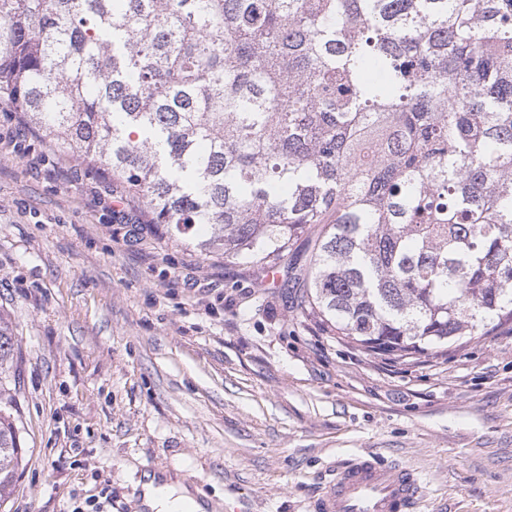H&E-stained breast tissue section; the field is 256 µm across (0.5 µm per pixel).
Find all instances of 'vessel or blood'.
I'll list each match as a JSON object with an SVG mask.
<instances>
[{
  "label": "vessel or blood",
  "mask_w": 512,
  "mask_h": 512,
  "mask_svg": "<svg viewBox=\"0 0 512 512\" xmlns=\"http://www.w3.org/2000/svg\"><path fill=\"white\" fill-rule=\"evenodd\" d=\"M418 478L407 467L361 454L337 470L315 512H412Z\"/></svg>",
  "instance_id": "b4317fda"
}]
</instances>
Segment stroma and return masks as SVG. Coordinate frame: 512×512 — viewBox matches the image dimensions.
Here are the masks:
<instances>
[{
	"instance_id": "1",
	"label": "stroma",
	"mask_w": 512,
	"mask_h": 512,
	"mask_svg": "<svg viewBox=\"0 0 512 512\" xmlns=\"http://www.w3.org/2000/svg\"><path fill=\"white\" fill-rule=\"evenodd\" d=\"M0 318L24 448L0 512H139L149 472L205 512H313L365 452L416 472V512H512V327L411 362L357 347L9 112Z\"/></svg>"
}]
</instances>
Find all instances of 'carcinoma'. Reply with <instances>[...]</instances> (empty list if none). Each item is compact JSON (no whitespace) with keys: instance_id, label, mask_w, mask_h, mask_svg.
Masks as SVG:
<instances>
[{"instance_id":"1","label":"carcinoma","mask_w":512,"mask_h":512,"mask_svg":"<svg viewBox=\"0 0 512 512\" xmlns=\"http://www.w3.org/2000/svg\"><path fill=\"white\" fill-rule=\"evenodd\" d=\"M0 96L368 351L512 323V0H0ZM18 419L0 383V504Z\"/></svg>"}]
</instances>
